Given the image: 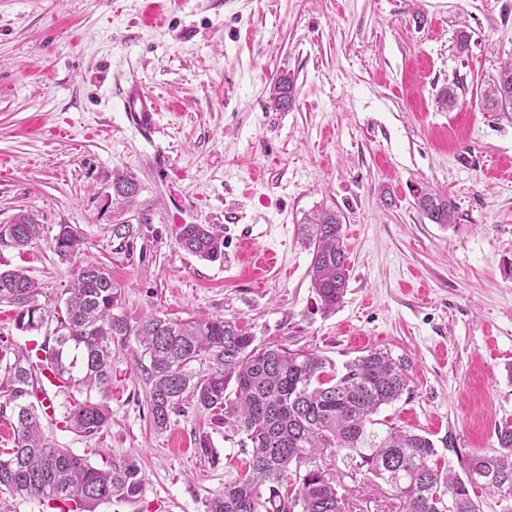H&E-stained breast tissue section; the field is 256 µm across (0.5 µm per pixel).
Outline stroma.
Masks as SVG:
<instances>
[{"label":"stroma","instance_id":"35a3bbf8","mask_svg":"<svg viewBox=\"0 0 512 512\" xmlns=\"http://www.w3.org/2000/svg\"><path fill=\"white\" fill-rule=\"evenodd\" d=\"M507 59L512 0H0V225L28 211L76 226L132 322L217 316L255 346L338 366L372 348L407 358L410 389L374 430L428 434L459 472L512 422V107L479 105ZM284 74L294 102L279 111L270 91ZM133 81L160 105L155 133L128 123ZM448 85L463 108L438 107ZM116 172L139 183L134 209L112 200ZM424 187L454 200L456 225L421 215ZM323 205L344 215L350 265L328 315L296 236ZM141 211L150 223L120 243L112 226ZM183 224L223 225V259L181 249ZM14 268L49 305L72 279L46 239L21 251L0 241V269ZM147 364L135 338L113 345L107 431L49 424L46 435L96 467L138 459L141 498L98 512H204L242 464L241 437L189 403L156 433ZM203 438L218 463L198 453ZM316 465L338 474L346 512H408L340 457Z\"/></svg>","mask_w":512,"mask_h":512}]
</instances>
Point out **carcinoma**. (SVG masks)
<instances>
[{
  "label": "carcinoma",
  "mask_w": 512,
  "mask_h": 512,
  "mask_svg": "<svg viewBox=\"0 0 512 512\" xmlns=\"http://www.w3.org/2000/svg\"><path fill=\"white\" fill-rule=\"evenodd\" d=\"M277 110L293 102V83L282 77L273 86ZM438 106L462 107L457 89L443 88ZM482 109L497 112L512 105V60L500 67L481 94ZM115 196L131 207L139 185L128 174L112 176ZM415 206L432 224L454 225L458 207L444 192L423 189ZM45 235V225L29 213L0 225L5 237L23 250ZM297 235L312 254L311 285L320 309L331 313L341 303L350 277L342 215L321 208L303 218ZM83 238L70 224L58 225L51 247L73 267L65 298L49 307L39 301L40 288L20 268L0 270V304L12 307L17 330L45 332L42 344L19 349L6 363L0 411L11 408L14 447L0 452V492L63 504L62 512H96L114 500L134 502L145 488L138 461L97 468L68 448H58L42 433L41 421L55 419L39 398V379L50 374L66 394L62 423L82 437L102 435L111 420L104 401L82 397L93 387L105 395L112 384V344L137 337L150 360L148 413L163 433L171 416L191 399L197 411L245 436L244 465L224 490L205 504L206 512H345L336 479L320 470H301L308 454L342 453L341 460L400 490L409 512H479L471 491L500 498L512 489V423L496 427L497 446L464 461L465 477L440 469L433 461L434 442L410 430L389 428L382 436L370 426L383 405L409 389V364L390 351L370 349L338 372L321 353L284 345L253 346V336L218 317L171 319L147 315L130 324L120 306L122 289L112 274L82 250ZM178 245L201 259L224 257V231L218 224H183ZM209 359L210 371L199 375L191 364ZM295 470H290V466Z\"/></svg>",
  "instance_id": "carcinoma-1"
}]
</instances>
